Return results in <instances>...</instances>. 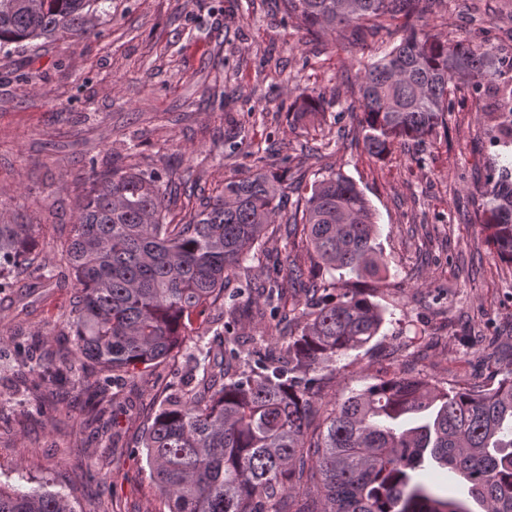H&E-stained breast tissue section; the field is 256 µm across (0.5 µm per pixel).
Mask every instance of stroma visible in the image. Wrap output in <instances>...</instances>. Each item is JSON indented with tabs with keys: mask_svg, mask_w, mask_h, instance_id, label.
<instances>
[{
	"mask_svg": "<svg viewBox=\"0 0 512 512\" xmlns=\"http://www.w3.org/2000/svg\"><path fill=\"white\" fill-rule=\"evenodd\" d=\"M439 9L426 31L478 36L489 23L494 45L512 53V0H442ZM402 36L396 22L361 43L312 36L281 0H106L87 39L0 51V220L38 225L39 260L62 275L59 239L76 221L89 166L148 169L209 195L247 176L260 151L266 167L306 185L342 173L376 210L389 290L378 298L379 336L337 361L328 398L364 389L389 365L436 382L469 380L482 343L464 342L466 326L512 356V265L482 243L476 218L483 111L453 113L419 149L397 145L378 160L349 110L364 66ZM298 86L322 93L325 125L289 129ZM75 296L70 285L0 290V482L48 483L75 512H158L141 437L165 397L193 386L188 355L219 312L195 319L170 358L111 373L112 410L79 437L72 388L39 413L28 403L35 374L6 368L32 337L44 353L64 346Z\"/></svg>",
	"mask_w": 512,
	"mask_h": 512,
	"instance_id": "35a3bbf8",
	"label": "stroma"
}]
</instances>
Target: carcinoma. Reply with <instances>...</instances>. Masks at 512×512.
Wrapping results in <instances>:
<instances>
[{
    "mask_svg": "<svg viewBox=\"0 0 512 512\" xmlns=\"http://www.w3.org/2000/svg\"><path fill=\"white\" fill-rule=\"evenodd\" d=\"M104 0H0V48L36 39L91 34ZM438 0H282L307 32L367 30L399 17L410 34L369 63L357 104L364 148L382 159L396 145H421L466 100L488 98L489 163L480 188L485 243L512 264V57L488 37L443 38L414 29ZM324 120L320 96L298 89L288 123ZM257 158L247 177L224 182L184 223L167 221L169 204L197 185L155 173L91 168L79 214L61 255L77 289L67 321L70 347L41 366L38 386L61 384L92 363L103 373L131 372L167 359L207 307L224 301L231 275L266 265L257 315L286 302L288 282L306 302L284 325L257 340L238 331L236 305L223 308L216 352L196 344V389L165 398L147 427L149 478L167 512H471L436 495L418 476L425 462L460 475L482 512H512V364L485 382L431 384L382 369L374 383L342 402L325 400L336 361L368 345L384 323L373 298L384 293L386 260L376 243V214L349 178L330 173L308 191L288 170ZM299 196L284 223L286 243H308L283 268L263 239L282 217L288 191ZM33 224H0V290L20 272H40ZM347 271L374 284L336 283ZM95 418L110 407L104 380L86 381ZM0 512H74L49 489L20 492L0 484Z\"/></svg>",
    "mask_w": 512,
    "mask_h": 512,
    "instance_id": "obj_1",
    "label": "carcinoma"
}]
</instances>
